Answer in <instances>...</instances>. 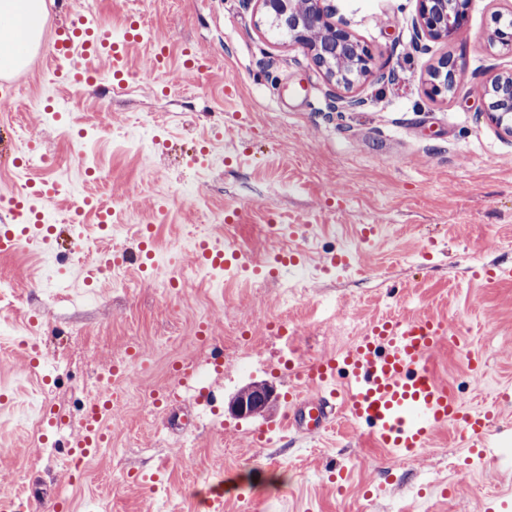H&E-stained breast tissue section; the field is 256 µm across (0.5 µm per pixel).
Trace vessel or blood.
Masks as SVG:
<instances>
[{"label": "vessel or blood", "mask_w": 512, "mask_h": 512, "mask_svg": "<svg viewBox=\"0 0 512 512\" xmlns=\"http://www.w3.org/2000/svg\"><path fill=\"white\" fill-rule=\"evenodd\" d=\"M52 39L51 79L74 87L94 78L91 63L100 58L108 61L113 75L129 71V48L139 35L135 27H128L124 46H116L110 43L107 29L77 12L67 25L54 29ZM56 193V183L49 181L0 193L1 254L15 251L25 241L51 244L56 229L40 223L39 204ZM194 258L200 264L223 267V242L200 238ZM448 333L444 322L431 318L377 321L370 335L348 350L298 365L296 377L310 381L316 391L290 395L288 427L305 435L322 433L339 406L355 423L366 425L368 437L398 461L425 447L431 433L451 419L461 421L473 436L486 434L490 412L461 410L454 392L428 367L431 351L446 343ZM105 440L104 420L94 413L83 417L79 433L66 436L65 443L68 454L75 456L87 454Z\"/></svg>", "instance_id": "1"}]
</instances>
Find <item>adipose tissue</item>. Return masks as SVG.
Wrapping results in <instances>:
<instances>
[{"mask_svg": "<svg viewBox=\"0 0 512 512\" xmlns=\"http://www.w3.org/2000/svg\"><path fill=\"white\" fill-rule=\"evenodd\" d=\"M43 0H0V70L17 64L22 43L37 40Z\"/></svg>", "mask_w": 512, "mask_h": 512, "instance_id": "adipose-tissue-1", "label": "adipose tissue"}]
</instances>
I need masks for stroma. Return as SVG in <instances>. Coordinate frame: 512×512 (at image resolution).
Segmentation results:
<instances>
[{
	"label": "stroma",
	"instance_id": "1",
	"mask_svg": "<svg viewBox=\"0 0 512 512\" xmlns=\"http://www.w3.org/2000/svg\"><path fill=\"white\" fill-rule=\"evenodd\" d=\"M331 2L377 66L396 73L355 86L364 104L352 112L330 111L324 75L257 0H45L46 36L16 101L0 111V141L13 156L34 149L47 162L0 166V191L57 182L61 193L43 211L66 235L64 217L84 197L111 204L115 241L137 249L140 228L152 225L157 262L89 291L37 244L0 253L15 296L0 307V391L10 397L0 410V490L23 495L27 512H55L61 501L69 512H205L201 491L227 477L249 498L225 497L222 512H485L512 501V400L498 397L512 388V278L487 276L512 266V137L489 121L477 92L492 72L512 70V52L487 42L512 0H473L454 39L419 46L416 0ZM74 9L116 35L138 19L131 66L160 42L170 72L121 88L101 60L97 82L58 88L47 33ZM187 48L206 69H182ZM446 57L461 68V86L431 96L430 72ZM88 166L108 180L86 178ZM219 211L233 223L210 224ZM368 225L375 232L364 242ZM218 234L256 265L289 251L301 263L275 278L212 276L189 248ZM332 254L347 265L325 268ZM295 281L303 294L282 306L281 288ZM427 317L457 338L436 350L431 371L466 407L493 415L483 455L450 422L390 475L386 449L345 414L324 435L278 431L256 445L226 410L244 386L267 381L281 395L276 415L287 412L294 378L272 325L318 359L344 350L339 323ZM234 329L252 337L257 366L226 350ZM216 346L223 369L191 379L194 397L138 403L139 393L166 389L177 364L203 363ZM107 363L128 367V395L112 406L108 442L75 478L50 445L51 424L79 429L80 402ZM41 387L47 420L33 436L25 420ZM336 468L345 473L338 487L327 481ZM155 469L164 477L156 491L138 481Z\"/></svg>",
	"mask_w": 512,
	"mask_h": 512
}]
</instances>
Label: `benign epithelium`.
Listing matches in <instances>:
<instances>
[{
    "label": "benign epithelium",
    "instance_id": "1",
    "mask_svg": "<svg viewBox=\"0 0 512 512\" xmlns=\"http://www.w3.org/2000/svg\"><path fill=\"white\" fill-rule=\"evenodd\" d=\"M268 21L289 30L291 41L305 48L313 64L322 70L331 86L333 112H348L363 105L349 95L355 83L368 75L373 57L344 23L333 20L326 0H307L313 10L303 16L298 0H258ZM472 0H418V34L432 40L455 37L464 25ZM491 45L512 51V20L496 22L489 35ZM460 84L455 69L444 63L432 78L430 93L439 96ZM493 92L494 106L487 107L489 120L512 135V72L494 75L486 84ZM276 402L273 388L253 384L230 403V411L241 417L264 412Z\"/></svg>",
    "mask_w": 512,
    "mask_h": 512
}]
</instances>
